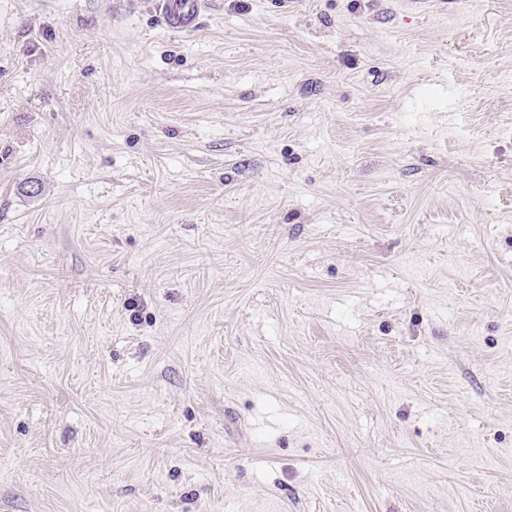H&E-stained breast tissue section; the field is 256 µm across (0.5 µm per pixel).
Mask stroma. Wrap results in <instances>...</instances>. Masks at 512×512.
<instances>
[{
  "mask_svg": "<svg viewBox=\"0 0 512 512\" xmlns=\"http://www.w3.org/2000/svg\"><path fill=\"white\" fill-rule=\"evenodd\" d=\"M0 512H512V0H0ZM202 0H159L158 9L166 26L175 31H188L198 24Z\"/></svg>",
  "mask_w": 512,
  "mask_h": 512,
  "instance_id": "stroma-1",
  "label": "stroma"
}]
</instances>
